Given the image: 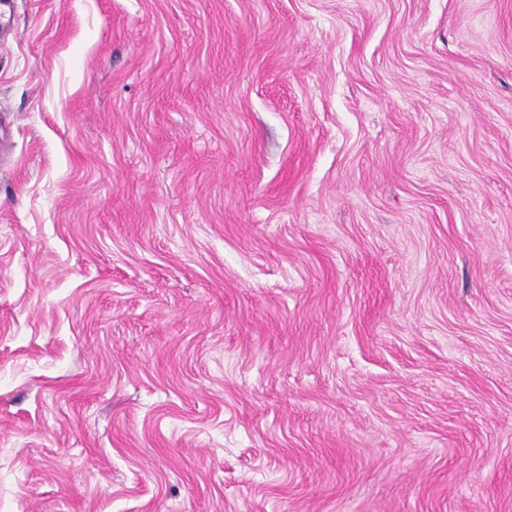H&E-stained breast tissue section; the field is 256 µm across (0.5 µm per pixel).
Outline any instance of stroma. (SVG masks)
I'll list each match as a JSON object with an SVG mask.
<instances>
[{
	"label": "stroma",
	"mask_w": 512,
	"mask_h": 512,
	"mask_svg": "<svg viewBox=\"0 0 512 512\" xmlns=\"http://www.w3.org/2000/svg\"><path fill=\"white\" fill-rule=\"evenodd\" d=\"M0 512H512V0H16Z\"/></svg>",
	"instance_id": "obj_1"
}]
</instances>
